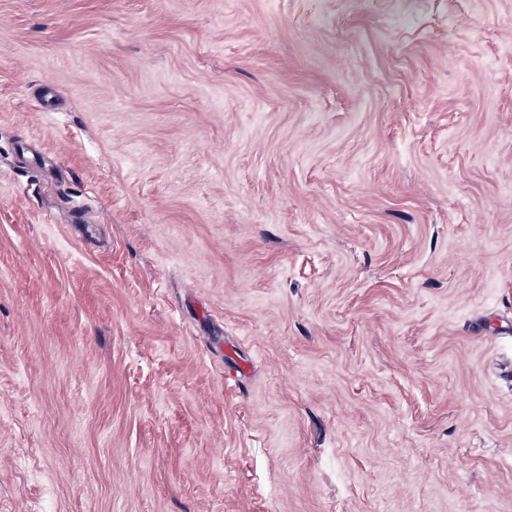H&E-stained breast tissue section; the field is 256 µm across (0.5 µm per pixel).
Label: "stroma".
Returning <instances> with one entry per match:
<instances>
[{
	"instance_id": "stroma-1",
	"label": "stroma",
	"mask_w": 512,
	"mask_h": 512,
	"mask_svg": "<svg viewBox=\"0 0 512 512\" xmlns=\"http://www.w3.org/2000/svg\"><path fill=\"white\" fill-rule=\"evenodd\" d=\"M0 512H512V0H0Z\"/></svg>"
}]
</instances>
